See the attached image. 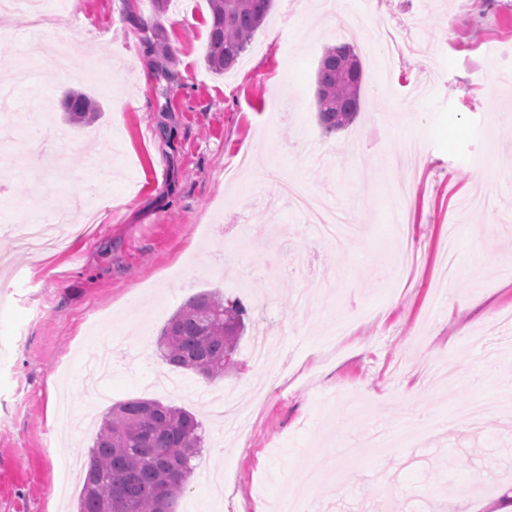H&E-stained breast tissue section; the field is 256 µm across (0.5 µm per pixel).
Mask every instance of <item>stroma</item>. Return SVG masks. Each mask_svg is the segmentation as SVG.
<instances>
[{"label": "stroma", "mask_w": 512, "mask_h": 512, "mask_svg": "<svg viewBox=\"0 0 512 512\" xmlns=\"http://www.w3.org/2000/svg\"><path fill=\"white\" fill-rule=\"evenodd\" d=\"M157 12L153 0H63L44 18L0 13V512H77L80 473L58 486L62 457L87 460L83 377L111 363L110 402L174 403L202 423L190 491L175 512H255L282 487L311 512H499L512 497V414L447 427L424 447H364L333 458L337 439L411 428L478 391L512 385V0H274L238 65L204 59L208 0ZM411 40L380 94L381 47L361 16ZM75 44L63 78L36 69L33 47ZM164 41L173 56L157 50ZM354 45L364 78L355 121L319 127L315 73L325 46ZM150 64L147 84L139 68ZM82 90L102 115L62 119ZM68 169L46 168L21 114ZM420 142L419 153L400 149ZM412 184L400 219L389 178ZM282 180L330 195L362 232L347 248L317 241L305 216L262 203ZM66 215L60 249L30 253L11 227ZM415 265L402 284L379 277L405 233ZM241 301L240 368L201 381L166 368L156 341L191 297ZM483 305L468 309L470 297ZM374 309L338 359L319 357L331 313ZM270 338L251 355L258 330ZM69 384L74 427L56 414ZM313 471L315 484L303 474Z\"/></svg>", "instance_id": "obj_1"}]
</instances>
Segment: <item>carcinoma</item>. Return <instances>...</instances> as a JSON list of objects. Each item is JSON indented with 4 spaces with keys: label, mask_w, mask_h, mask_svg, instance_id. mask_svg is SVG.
<instances>
[{
    "label": "carcinoma",
    "mask_w": 512,
    "mask_h": 512,
    "mask_svg": "<svg viewBox=\"0 0 512 512\" xmlns=\"http://www.w3.org/2000/svg\"><path fill=\"white\" fill-rule=\"evenodd\" d=\"M273 0H209L212 25L205 53L208 67L233 69L266 19ZM363 71L348 43L324 48L317 72L318 124L327 135L348 128L360 109ZM98 101L78 89L66 95L72 124L99 117ZM245 308L215 292L190 298L157 340L166 364L208 381L224 377V353L237 351ZM202 425L190 411L154 399L113 405L102 417L90 448L78 512H174L189 490L200 456Z\"/></svg>",
    "instance_id": "1"
}]
</instances>
